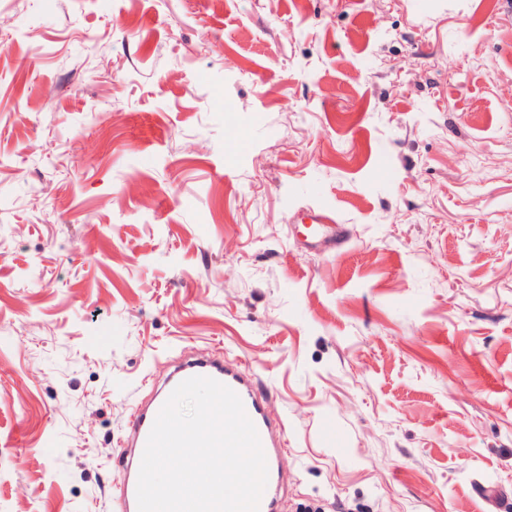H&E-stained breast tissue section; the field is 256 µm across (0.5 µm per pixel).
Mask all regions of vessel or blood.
<instances>
[{"label": "vessel or blood", "mask_w": 512, "mask_h": 512, "mask_svg": "<svg viewBox=\"0 0 512 512\" xmlns=\"http://www.w3.org/2000/svg\"><path fill=\"white\" fill-rule=\"evenodd\" d=\"M210 377L232 389L241 399L245 412L255 425L265 453L268 480L259 504V512H278L284 479L280 468L284 423H273L265 408V396L239 365L207 357L183 363L173 369L155 397L138 407L130 416L122 442L123 470L114 485L121 501V512H138L137 484L143 452L153 423L172 391L182 381Z\"/></svg>", "instance_id": "vessel-or-blood-1"}]
</instances>
